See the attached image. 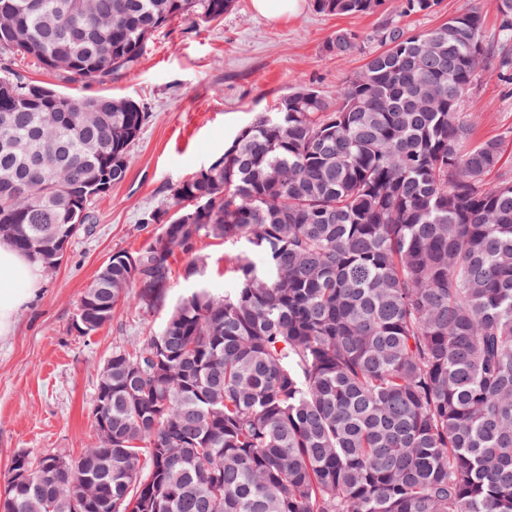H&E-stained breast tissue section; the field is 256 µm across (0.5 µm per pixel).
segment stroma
Instances as JSON below:
<instances>
[{
    "mask_svg": "<svg viewBox=\"0 0 512 512\" xmlns=\"http://www.w3.org/2000/svg\"><path fill=\"white\" fill-rule=\"evenodd\" d=\"M474 0H439L433 12L406 16L397 0L371 15H328L305 0L297 14L271 22L252 0H236L220 20L178 18L148 41L129 71L108 81L72 82L31 58L13 68L29 81L81 97H130L149 119L132 144L123 183L90 208L89 234L75 238L60 265L43 273L39 294L16 315L12 336L0 342V479L20 452L79 456L95 437L92 404L97 373L118 346L155 334L166 313L143 317L121 305L89 337L70 329L85 289L119 251L144 247L156 230L144 216L168 204L169 184L187 179L220 157L241 128L271 111L289 89L309 85L326 98L363 64L362 56L326 55L330 34L371 33L392 20L410 31L432 29ZM471 142L505 141L512 171V82L480 73L463 105Z\"/></svg>",
    "mask_w": 512,
    "mask_h": 512,
    "instance_id": "obj_1",
    "label": "stroma"
}]
</instances>
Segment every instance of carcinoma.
I'll list each match as a JSON object with an SVG mask.
<instances>
[{
    "label": "carcinoma",
    "mask_w": 512,
    "mask_h": 512,
    "mask_svg": "<svg viewBox=\"0 0 512 512\" xmlns=\"http://www.w3.org/2000/svg\"><path fill=\"white\" fill-rule=\"evenodd\" d=\"M384 5L314 0L336 15ZM233 6L0 0V239L54 270L148 118L131 98L22 79L11 56L105 81L172 19ZM498 17L496 51L475 3L423 33L335 31L325 52L364 63L334 99L288 92L169 185L174 210L148 213L149 244L100 267L70 330L91 336L125 303L155 313L175 252L184 279L202 276L204 238L236 248V286L197 283L157 334L115 348L97 382L112 383V436L77 459L29 458L37 479L9 512L36 497L72 512L78 473L102 486L82 512H512V176L490 180L503 139L465 146L462 112L479 73L512 78V0Z\"/></svg>",
    "instance_id": "1"
}]
</instances>
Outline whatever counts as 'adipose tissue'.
<instances>
[{
  "instance_id": "ef3b65f1",
  "label": "adipose tissue",
  "mask_w": 512,
  "mask_h": 512,
  "mask_svg": "<svg viewBox=\"0 0 512 512\" xmlns=\"http://www.w3.org/2000/svg\"><path fill=\"white\" fill-rule=\"evenodd\" d=\"M38 292L37 264L0 239V341L11 336L18 311Z\"/></svg>"
}]
</instances>
